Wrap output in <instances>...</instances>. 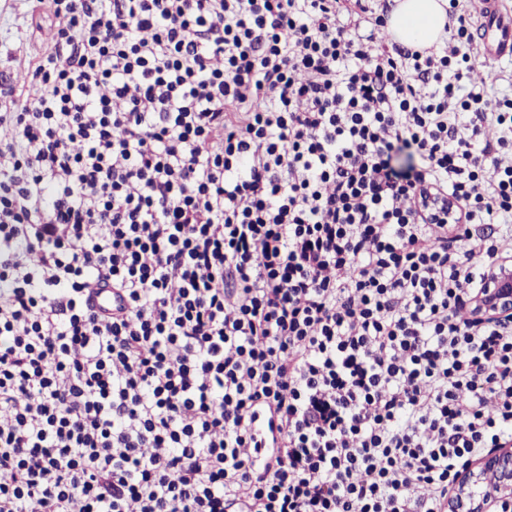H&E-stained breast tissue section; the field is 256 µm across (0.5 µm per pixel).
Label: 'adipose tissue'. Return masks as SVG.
I'll use <instances>...</instances> for the list:
<instances>
[{"instance_id": "1", "label": "adipose tissue", "mask_w": 512, "mask_h": 512, "mask_svg": "<svg viewBox=\"0 0 512 512\" xmlns=\"http://www.w3.org/2000/svg\"><path fill=\"white\" fill-rule=\"evenodd\" d=\"M445 0H401L389 20L390 31L409 46H429L443 33Z\"/></svg>"}]
</instances>
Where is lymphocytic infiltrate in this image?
<instances>
[{
	"label": "lymphocytic infiltrate",
	"mask_w": 512,
	"mask_h": 512,
	"mask_svg": "<svg viewBox=\"0 0 512 512\" xmlns=\"http://www.w3.org/2000/svg\"><path fill=\"white\" fill-rule=\"evenodd\" d=\"M45 6L0 113V512H448L512 441V320L464 314L512 100L464 0L377 55L342 0Z\"/></svg>",
	"instance_id": "lymphocytic-infiltrate-1"
}]
</instances>
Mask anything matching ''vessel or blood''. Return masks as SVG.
I'll use <instances>...</instances> for the list:
<instances>
[{"label": "vessel or blood", "mask_w": 512, "mask_h": 512, "mask_svg": "<svg viewBox=\"0 0 512 512\" xmlns=\"http://www.w3.org/2000/svg\"><path fill=\"white\" fill-rule=\"evenodd\" d=\"M476 44L484 61L512 62V9L504 0H478Z\"/></svg>", "instance_id": "obj_1"}]
</instances>
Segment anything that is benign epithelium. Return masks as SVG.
<instances>
[{
	"instance_id": "obj_1",
	"label": "benign epithelium",
	"mask_w": 512,
	"mask_h": 512,
	"mask_svg": "<svg viewBox=\"0 0 512 512\" xmlns=\"http://www.w3.org/2000/svg\"><path fill=\"white\" fill-rule=\"evenodd\" d=\"M484 318L512 317V266L498 261L489 285L471 302ZM448 512H512V447L474 459L460 473Z\"/></svg>"
}]
</instances>
